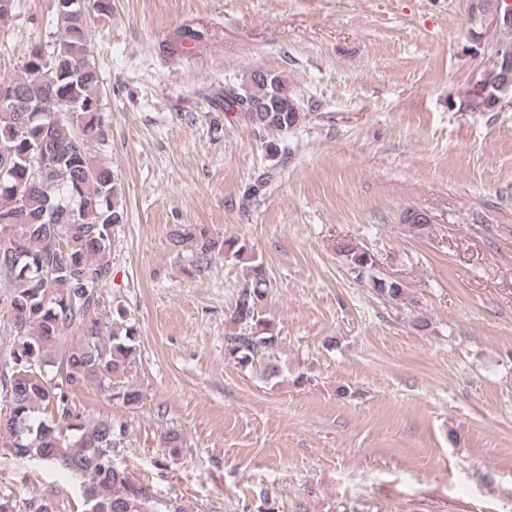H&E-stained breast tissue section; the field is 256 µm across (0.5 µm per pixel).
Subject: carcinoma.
I'll return each mask as SVG.
<instances>
[{"instance_id":"carcinoma-1","label":"carcinoma","mask_w":512,"mask_h":512,"mask_svg":"<svg viewBox=\"0 0 512 512\" xmlns=\"http://www.w3.org/2000/svg\"><path fill=\"white\" fill-rule=\"evenodd\" d=\"M478 3L472 19L481 24L503 0ZM59 28L47 59L42 46H32L21 73L11 79L23 95L38 101L26 131H18L21 113L0 106V230H10L0 235V313L9 315L14 336L0 364V384L9 389V413L0 415V446L75 476L97 512H184L114 461L110 445L125 434L123 425L103 419L89 426L70 399L71 392L89 385L112 387L139 344L137 328L121 309L107 325L90 318L110 276L112 237L124 224L125 211L112 166L92 153L93 145L105 140L107 116L98 111L100 76L90 61L86 18L73 13ZM501 72L499 66L489 67L484 80L490 92L510 96L512 83L503 86ZM224 90L238 106L235 117L260 134L286 133L304 116L286 78L272 71L253 70ZM65 100L73 103L72 111L61 113ZM230 104L223 103L224 110ZM270 183L271 174H259L245 199L259 200ZM419 215L410 208L400 220L421 233L429 222ZM170 243L176 249L190 245L198 271L220 256L246 263L226 318L224 359L241 368L257 363L265 378L279 377L278 334L263 317L272 288L264 263L246 241L215 236L201 224L175 226ZM338 251L358 274L373 269L367 250L343 242ZM370 281L376 294L393 304L408 298L395 281ZM79 330L78 343L53 353L58 341Z\"/></svg>"}]
</instances>
